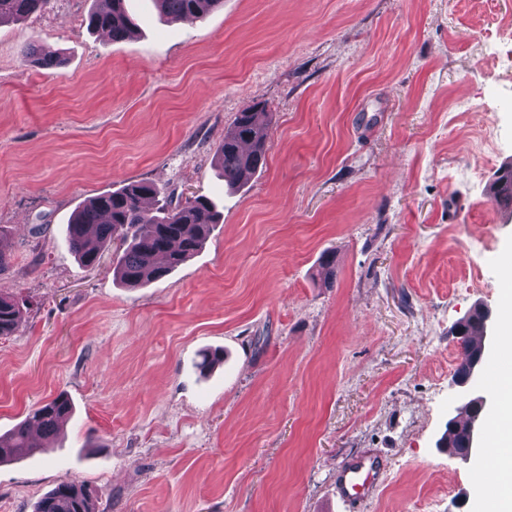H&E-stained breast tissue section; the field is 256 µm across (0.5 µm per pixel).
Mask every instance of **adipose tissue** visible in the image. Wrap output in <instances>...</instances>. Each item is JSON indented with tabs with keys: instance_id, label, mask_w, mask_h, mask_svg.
I'll return each mask as SVG.
<instances>
[{
	"instance_id": "1",
	"label": "adipose tissue",
	"mask_w": 512,
	"mask_h": 512,
	"mask_svg": "<svg viewBox=\"0 0 512 512\" xmlns=\"http://www.w3.org/2000/svg\"><path fill=\"white\" fill-rule=\"evenodd\" d=\"M495 394L498 413L490 419L488 427L499 452L496 456L485 457L481 471L494 486L488 498L490 512H512V495L500 492L502 485L512 483V371L498 378Z\"/></svg>"
}]
</instances>
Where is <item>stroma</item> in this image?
Segmentation results:
<instances>
[{
  "label": "stroma",
  "instance_id": "obj_1",
  "mask_svg": "<svg viewBox=\"0 0 512 512\" xmlns=\"http://www.w3.org/2000/svg\"><path fill=\"white\" fill-rule=\"evenodd\" d=\"M472 2L224 0L169 22L127 0L138 27L117 43L88 30L91 0L0 25V290L27 303L0 338V434L73 404L41 452L0 464V512L63 482L96 512H339L360 453L386 469L358 512L488 499L479 460L436 447L461 406L453 328L500 311L512 252L486 192L512 168V0ZM33 40L62 66L24 62ZM240 112L263 113L266 163L231 191L214 160ZM135 181L224 220L126 288L65 228Z\"/></svg>",
  "mask_w": 512,
  "mask_h": 512
}]
</instances>
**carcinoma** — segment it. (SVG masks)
<instances>
[{"mask_svg":"<svg viewBox=\"0 0 512 512\" xmlns=\"http://www.w3.org/2000/svg\"><path fill=\"white\" fill-rule=\"evenodd\" d=\"M49 0H0V23L18 20L42 9ZM88 14L90 29L120 42L135 29L126 0H92ZM159 13L175 20L203 19L223 0H152ZM22 58L43 68H58L61 60L44 53L37 42L22 50ZM266 124L258 112H240L224 135L217 164L229 187L245 184L266 161ZM154 194L144 181L131 182L118 191L97 195L83 202L67 226L71 250L86 266L96 264L101 252L119 242L114 273L120 281L136 288L167 275L196 254L207 239L219 213L205 196L186 204L166 202L147 207ZM24 304L0 292V337L11 336L23 317ZM73 412L68 397L58 395L33 408L8 433L0 435V462L23 457L33 447L30 432L53 436ZM35 512H96V491L84 484L62 483L37 503Z\"/></svg>","mask_w":512,"mask_h":512,"instance_id":"obj_1","label":"carcinoma"}]
</instances>
